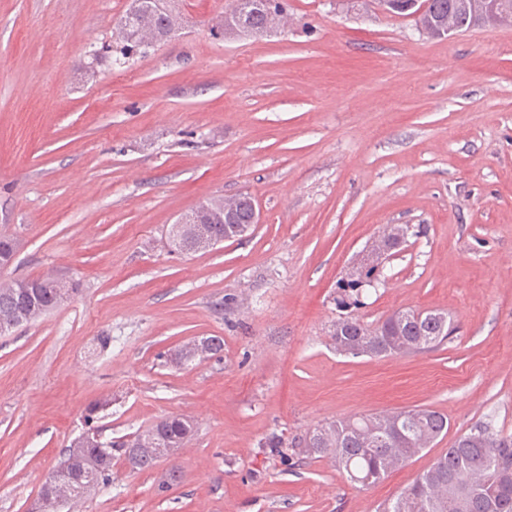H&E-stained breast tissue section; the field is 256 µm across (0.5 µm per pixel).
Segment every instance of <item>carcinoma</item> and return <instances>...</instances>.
<instances>
[{"instance_id":"1","label":"carcinoma","mask_w":512,"mask_h":512,"mask_svg":"<svg viewBox=\"0 0 512 512\" xmlns=\"http://www.w3.org/2000/svg\"><path fill=\"white\" fill-rule=\"evenodd\" d=\"M151 13L129 11L118 25L125 57L146 53L153 43L173 32L176 19L153 0ZM234 0L220 25L237 36L274 31L285 25V6L273 0ZM457 0H428L418 12L417 22L435 36L446 27L470 29L481 18V2L470 0L460 11ZM224 237L222 224H176L170 245L189 251L200 230ZM77 291V283L51 275L23 278L0 284V334L32 323L64 303ZM451 321L412 317L404 323L385 318L370 327L357 324L351 315L336 319L330 339L336 352L384 358L424 352L444 344L453 334ZM224 341L218 336L195 337L170 354L176 366L219 356ZM194 420L183 415L162 418L129 436L102 441L93 427L66 449V472L52 486H41L39 494H51L76 504L99 485L112 481L117 461L137 472L152 469L163 457L175 455L191 440ZM448 433V416L430 408L415 407L383 411L331 421L294 443L297 460L324 459L354 484L370 486L405 466L422 450ZM382 512H512V434L494 432L476 425L459 436L432 465L419 474Z\"/></svg>"}]
</instances>
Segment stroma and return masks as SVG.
I'll return each mask as SVG.
<instances>
[{
	"mask_svg": "<svg viewBox=\"0 0 512 512\" xmlns=\"http://www.w3.org/2000/svg\"><path fill=\"white\" fill-rule=\"evenodd\" d=\"M285 2V27L216 38L231 0H170L174 32L119 64L102 49L131 0H0V284H79L0 335V512H27L105 398L104 439L178 414L197 432L79 512H378L473 426L512 434V25L434 38L374 0ZM237 193L250 236L171 252L178 217ZM389 224L409 234L357 317L439 309L454 332L338 354L336 290ZM194 336L222 356L165 363ZM415 406L447 435L371 487L263 447ZM245 196H248V194H239L228 198L231 200L238 197L239 199V202L236 204L235 215L237 223L241 225L251 224L250 207L246 201L243 202ZM247 200L250 202L252 209V224H261V212L259 207H257L255 200L250 195Z\"/></svg>",
	"mask_w": 512,
	"mask_h": 512,
	"instance_id": "obj_1",
	"label": "stroma"
}]
</instances>
